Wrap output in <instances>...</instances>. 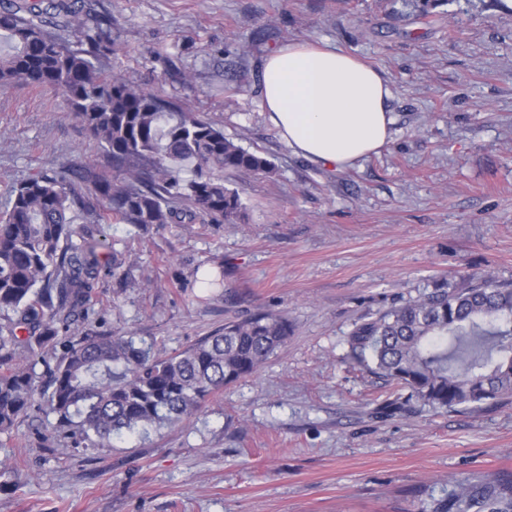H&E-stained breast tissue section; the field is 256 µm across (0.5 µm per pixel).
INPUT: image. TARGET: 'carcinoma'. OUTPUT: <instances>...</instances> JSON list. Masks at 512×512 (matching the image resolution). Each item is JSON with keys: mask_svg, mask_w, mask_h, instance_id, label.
<instances>
[{"mask_svg": "<svg viewBox=\"0 0 512 512\" xmlns=\"http://www.w3.org/2000/svg\"><path fill=\"white\" fill-rule=\"evenodd\" d=\"M0 42L7 46L0 88L62 90L103 157L98 167L32 176L0 210V433L39 399L53 416L49 432H69L87 450L180 424L254 374L292 325L283 314L258 311L164 357L132 336L64 335L90 314L111 249L101 225L147 232L199 220L237 224L244 206L238 191L224 186V172L266 174L272 163L195 113L112 74V18L96 0H0ZM75 178L85 191L74 189ZM346 343L354 364L434 409L512 399V284L491 276L438 281L362 318ZM445 512H512V479L466 478Z\"/></svg>", "mask_w": 512, "mask_h": 512, "instance_id": "1", "label": "carcinoma"}]
</instances>
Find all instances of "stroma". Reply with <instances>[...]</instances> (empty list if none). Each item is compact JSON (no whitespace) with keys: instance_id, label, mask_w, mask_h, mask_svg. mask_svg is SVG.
Returning <instances> with one entry per match:
<instances>
[{"instance_id":"35a3bbf8","label":"stroma","mask_w":512,"mask_h":512,"mask_svg":"<svg viewBox=\"0 0 512 512\" xmlns=\"http://www.w3.org/2000/svg\"><path fill=\"white\" fill-rule=\"evenodd\" d=\"M110 69L267 157L228 172L239 224H180L110 238L132 253L102 271L71 335L134 336L166 356L260 310L287 343L182 424L86 453L45 437L32 409L0 434L14 466L0 512H435L459 480L512 476V402L395 409L347 357L361 317L461 273L512 281V6L438 0H100ZM329 42L392 90V137L343 171L293 154L267 123L264 56ZM62 91L0 90V202L40 171L99 164ZM222 277L205 292L196 280Z\"/></svg>"}]
</instances>
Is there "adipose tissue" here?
I'll use <instances>...</instances> for the list:
<instances>
[{
    "mask_svg": "<svg viewBox=\"0 0 512 512\" xmlns=\"http://www.w3.org/2000/svg\"><path fill=\"white\" fill-rule=\"evenodd\" d=\"M260 97L267 122L294 153L343 170L390 139L392 91L352 54L294 42L262 62Z\"/></svg>",
    "mask_w": 512,
    "mask_h": 512,
    "instance_id": "ef3b65f1",
    "label": "adipose tissue"
}]
</instances>
